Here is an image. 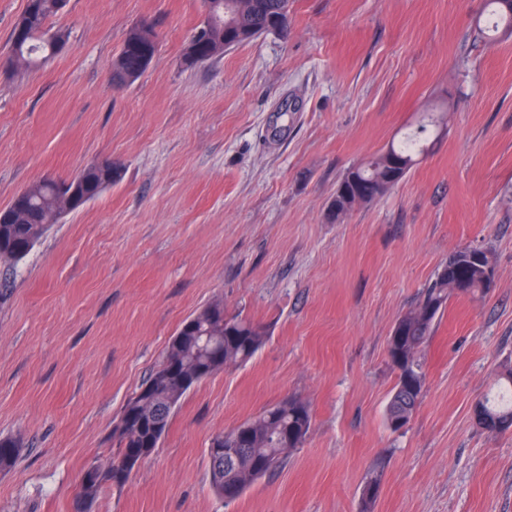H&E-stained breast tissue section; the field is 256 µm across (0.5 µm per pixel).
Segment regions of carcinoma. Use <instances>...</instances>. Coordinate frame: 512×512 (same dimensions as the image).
Here are the masks:
<instances>
[{
    "label": "carcinoma",
    "mask_w": 512,
    "mask_h": 512,
    "mask_svg": "<svg viewBox=\"0 0 512 512\" xmlns=\"http://www.w3.org/2000/svg\"><path fill=\"white\" fill-rule=\"evenodd\" d=\"M67 2L28 0L11 33L10 51L15 64L30 66L40 57L46 59L63 53L61 44L68 43L69 36L62 31L48 35L44 27ZM204 3L214 13L213 26L200 36L195 31L191 33L186 60L192 65L224 54L226 18L239 36V45L267 33L272 18H289V0H204ZM486 8V21L477 26L476 37L490 41L512 29V0H486ZM147 29L153 26L135 27L127 34L112 62V80L116 84L132 83L148 69L149 63L142 61L141 55L132 49V44ZM442 123L440 113L432 110L423 113L416 127L398 143L358 166V172L353 178L345 179L343 190L333 198L330 218L340 222L355 206L369 204L385 195L407 175L415 158L428 152L430 135L440 132ZM77 178L87 198L93 200L120 181L121 171L107 161L102 167L87 166ZM62 183L61 179L45 178L21 190V207L0 221L1 265L11 266L27 256L48 227L66 213ZM465 252L462 248L448 256L418 305L398 318L394 329L402 335L389 336L387 354L397 371V382L386 409L389 426L400 418L412 417L420 405L425 385L420 351L454 294L452 284L465 281L472 296L490 288L487 283L488 273L493 271L490 252L481 251L482 258L477 262L467 261ZM265 341L263 327L242 318L227 317L220 302H213L185 319L169 343L162 363L127 403L124 414L131 422L115 428L118 453L109 458L105 467H97L93 476L82 480L76 512H85L86 506L98 496L103 482L121 486L128 480L137 469L140 456H149L158 447L176 406L193 386L231 362L252 358ZM477 408L483 418L481 427L487 432L498 434L512 428V402L495 403L489 399L479 402ZM310 426L308 406L290 398L216 437L208 450L215 493L226 501L238 498L257 478L276 469L291 451L300 447ZM20 448L18 440L0 438L1 470L11 467Z\"/></svg>",
    "instance_id": "obj_1"
}]
</instances>
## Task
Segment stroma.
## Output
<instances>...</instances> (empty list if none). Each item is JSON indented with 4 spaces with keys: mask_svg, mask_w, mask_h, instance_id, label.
Segmentation results:
<instances>
[{
    "mask_svg": "<svg viewBox=\"0 0 512 512\" xmlns=\"http://www.w3.org/2000/svg\"><path fill=\"white\" fill-rule=\"evenodd\" d=\"M26 4L0 0V208L98 161L122 178L0 267V437L22 441L0 512H75L128 400L216 300L263 325L265 345L189 390L155 453L86 512H512V433L474 418L512 365V36L473 39L484 0H292L287 38L195 66L202 0H68L48 26L72 48L38 69L3 63ZM146 20L157 53L114 88L112 61ZM439 101L428 154L332 221L347 170ZM464 247L491 253L493 286L449 299L421 404L390 431L388 337ZM288 397L311 410L304 444L217 497L213 438Z\"/></svg>",
    "mask_w": 512,
    "mask_h": 512,
    "instance_id": "1",
    "label": "stroma"
}]
</instances>
